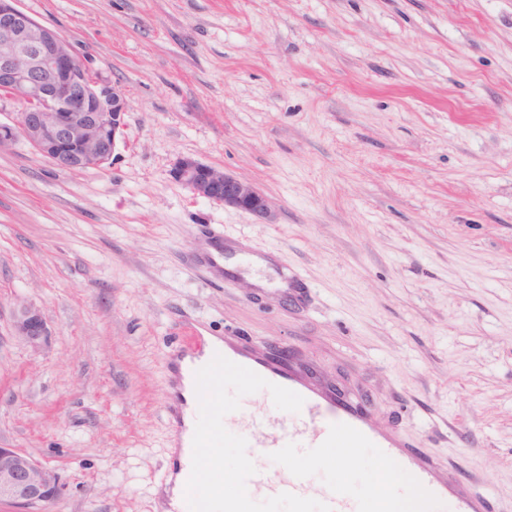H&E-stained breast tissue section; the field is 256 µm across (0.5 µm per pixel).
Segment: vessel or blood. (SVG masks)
<instances>
[{"label": "vessel or blood", "mask_w": 512, "mask_h": 512, "mask_svg": "<svg viewBox=\"0 0 512 512\" xmlns=\"http://www.w3.org/2000/svg\"><path fill=\"white\" fill-rule=\"evenodd\" d=\"M238 363L271 383L293 389L304 399L295 418L268 421L257 415L245 420L234 415L225 416V423L237 426L254 451L256 472L247 481V491L252 500L261 502L282 493L307 497L309 484L305 471L277 468L282 449H293L300 458L310 460L326 449L336 447L341 440L376 449L386 457L402 456L424 494L426 505L447 499L448 486L438 481L432 459L407 453L399 438L381 435L353 405L337 402L310 387L293 384L286 373L255 355H240ZM487 498L485 490L470 487L458 495L457 512H484Z\"/></svg>", "instance_id": "obj_1"}]
</instances>
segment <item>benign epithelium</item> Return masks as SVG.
Here are the masks:
<instances>
[{
	"instance_id": "benign-epithelium-1",
	"label": "benign epithelium",
	"mask_w": 512,
	"mask_h": 512,
	"mask_svg": "<svg viewBox=\"0 0 512 512\" xmlns=\"http://www.w3.org/2000/svg\"><path fill=\"white\" fill-rule=\"evenodd\" d=\"M0 0V92L23 103L21 119L0 121V150L22 137L60 170L100 169L112 163L126 129L123 90L80 58L70 39ZM173 179L196 197L273 219L268 199L250 182L192 156L178 159ZM13 331L39 351L50 330L42 311L21 304ZM58 472L18 448L0 446V504L17 512L43 509L60 495Z\"/></svg>"
}]
</instances>
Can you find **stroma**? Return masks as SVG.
I'll return each mask as SVG.
<instances>
[{
  "instance_id": "obj_1",
  "label": "stroma",
  "mask_w": 512,
  "mask_h": 512,
  "mask_svg": "<svg viewBox=\"0 0 512 512\" xmlns=\"http://www.w3.org/2000/svg\"><path fill=\"white\" fill-rule=\"evenodd\" d=\"M18 6L127 100L105 168L0 150V445L59 472L51 512H155L189 334L297 352L512 512V0ZM182 156L253 183L273 223L193 196ZM24 302L38 352L12 332ZM319 463L375 489L371 449ZM13 331L33 351L41 350L50 336L45 316L31 304H21L15 310Z\"/></svg>"
}]
</instances>
